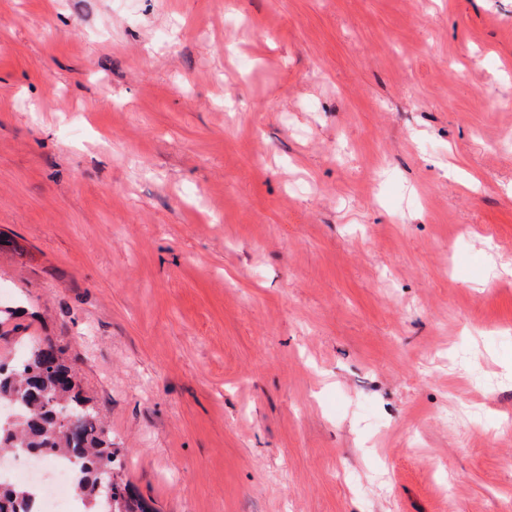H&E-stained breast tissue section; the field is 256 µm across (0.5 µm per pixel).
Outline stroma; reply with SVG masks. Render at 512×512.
<instances>
[{"instance_id":"35a3bbf8","label":"stroma","mask_w":512,"mask_h":512,"mask_svg":"<svg viewBox=\"0 0 512 512\" xmlns=\"http://www.w3.org/2000/svg\"><path fill=\"white\" fill-rule=\"evenodd\" d=\"M508 264L512 0H0V360L153 512H512Z\"/></svg>"}]
</instances>
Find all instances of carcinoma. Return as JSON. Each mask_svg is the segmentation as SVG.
Wrapping results in <instances>:
<instances>
[{"label": "carcinoma", "instance_id": "carcinoma-1", "mask_svg": "<svg viewBox=\"0 0 512 512\" xmlns=\"http://www.w3.org/2000/svg\"><path fill=\"white\" fill-rule=\"evenodd\" d=\"M0 452L46 448L74 461L86 512H150L128 488L115 486L112 501L99 494V482L118 465L112 434L82 391L62 350L50 341L30 344L20 357L0 361ZM30 487L0 486V512H26Z\"/></svg>", "mask_w": 512, "mask_h": 512}]
</instances>
